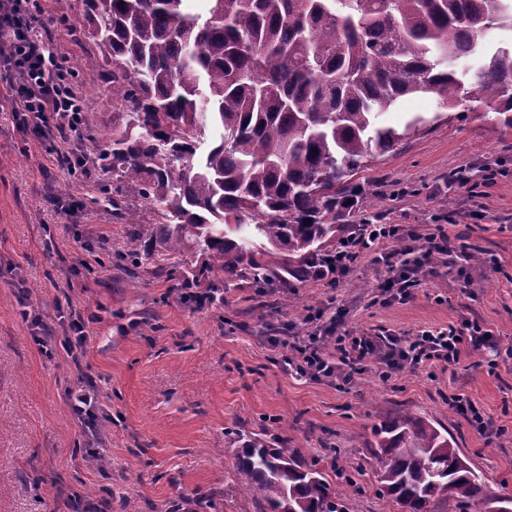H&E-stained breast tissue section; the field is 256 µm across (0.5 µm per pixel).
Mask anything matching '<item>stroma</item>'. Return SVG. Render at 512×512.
Here are the masks:
<instances>
[{
  "instance_id": "1",
  "label": "stroma",
  "mask_w": 512,
  "mask_h": 512,
  "mask_svg": "<svg viewBox=\"0 0 512 512\" xmlns=\"http://www.w3.org/2000/svg\"><path fill=\"white\" fill-rule=\"evenodd\" d=\"M35 29L73 73L85 100L87 149L107 147L112 105L102 60L52 10L32 0ZM15 76L0 62V512H171L206 495L203 512H257L236 469V434L279 438L328 480L352 474L350 512H399L379 492L374 429L398 411L447 429L471 464L512 494V127L492 105L439 108L412 94L381 115L404 127L427 117L365 173L371 223L400 224L420 237L446 234L451 257L426 265L413 296L385 302L386 268L362 254L340 285L288 281L254 288L232 280L224 303L194 309L179 272L191 253L133 267L122 261L136 228L109 205L91 204L111 174L72 176L47 146L14 125ZM496 170L483 184L481 170ZM466 168L467 184L455 173ZM83 200L69 215L55 202ZM481 247L473 267L464 247ZM79 311L89 341L79 361L61 347L60 314ZM342 334L409 336L475 320L495 346L464 348L458 365L425 366L385 378L370 363L349 384L288 373L282 356L309 317ZM50 331L44 344L34 317ZM279 345H271L270 337ZM98 386L87 428L67 392ZM462 396L490 425L478 430L451 402ZM102 465L91 464V456Z\"/></svg>"
}]
</instances>
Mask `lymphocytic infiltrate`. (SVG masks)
I'll return each mask as SVG.
<instances>
[{"label":"lymphocytic infiltrate","mask_w":512,"mask_h":512,"mask_svg":"<svg viewBox=\"0 0 512 512\" xmlns=\"http://www.w3.org/2000/svg\"><path fill=\"white\" fill-rule=\"evenodd\" d=\"M29 0H0V34L7 41L0 43V57L14 68L17 75L14 117L21 132H28L48 143L51 152L65 155L83 138V128L76 121L81 112L79 96L70 73L45 48L32 25ZM399 224H366L349 243L336 251L333 264H319L312 274L314 280L339 285L350 272L359 254L380 250L383 262H390L389 241H402V260L386 279L383 291L388 299L406 301L418 285V276L430 253H447V246L432 243L429 254L416 255L413 246L404 242ZM493 337L473 321L461 327L423 329L415 336H330L315 329L306 338L294 342L284 363L288 371L299 376L329 378L349 382L350 372L369 358H377L385 373L405 367L426 364H458L464 347L481 349L491 345Z\"/></svg>","instance_id":"f902f5d3"}]
</instances>
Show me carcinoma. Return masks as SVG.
<instances>
[{"label": "carcinoma", "instance_id": "1", "mask_svg": "<svg viewBox=\"0 0 512 512\" xmlns=\"http://www.w3.org/2000/svg\"><path fill=\"white\" fill-rule=\"evenodd\" d=\"M189 2L82 0L74 25L99 50L118 110L111 149L92 165L154 210L145 225L119 190L100 192L116 220L146 230L149 252L125 255L134 265L188 249L203 259L195 279L218 269L267 288L273 265L305 278L348 226L369 223L359 178L368 163L423 123L379 124L400 98L491 100L512 127V46L484 53L471 90L458 70L482 35L512 29V0H202L199 11ZM376 436L380 492L400 512L441 502L489 512L512 497L413 414ZM236 469L259 512H348L315 464L265 439L244 441Z\"/></svg>", "mask_w": 512, "mask_h": 512}]
</instances>
